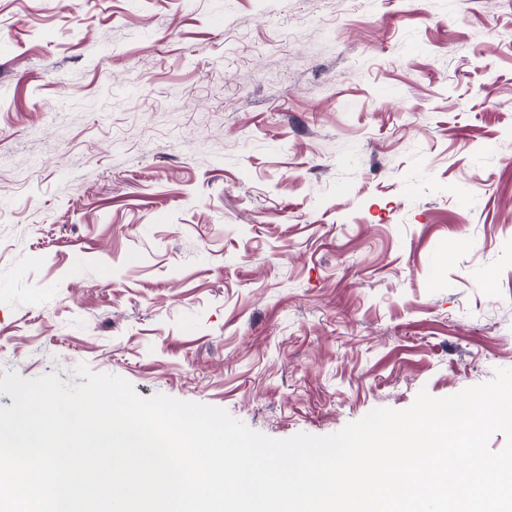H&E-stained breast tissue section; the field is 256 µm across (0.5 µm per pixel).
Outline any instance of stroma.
<instances>
[{
    "label": "stroma",
    "instance_id": "stroma-1",
    "mask_svg": "<svg viewBox=\"0 0 512 512\" xmlns=\"http://www.w3.org/2000/svg\"><path fill=\"white\" fill-rule=\"evenodd\" d=\"M276 439L512 368V0H0V373Z\"/></svg>",
    "mask_w": 512,
    "mask_h": 512
}]
</instances>
